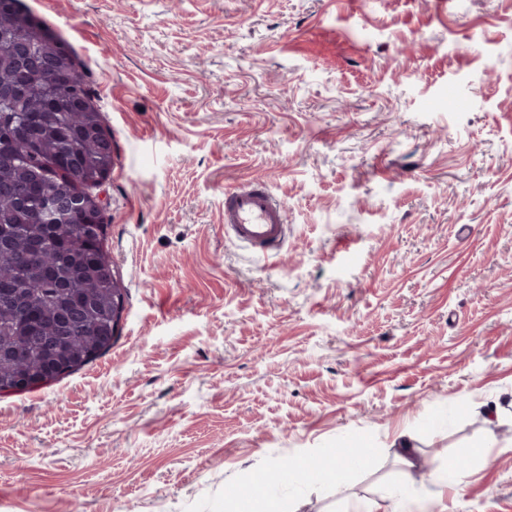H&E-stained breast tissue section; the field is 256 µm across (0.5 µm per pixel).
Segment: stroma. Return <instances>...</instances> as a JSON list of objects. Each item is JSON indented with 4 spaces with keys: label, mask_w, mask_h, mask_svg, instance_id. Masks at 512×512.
Returning <instances> with one entry per match:
<instances>
[{
    "label": "stroma",
    "mask_w": 512,
    "mask_h": 512,
    "mask_svg": "<svg viewBox=\"0 0 512 512\" xmlns=\"http://www.w3.org/2000/svg\"><path fill=\"white\" fill-rule=\"evenodd\" d=\"M22 2L112 137L124 298L105 353L0 394V512H219L274 469L283 512H351L403 433L412 512H512V0ZM251 181L272 258L224 232ZM285 221L284 206L265 185H248L224 193V229L236 241L276 255L285 243Z\"/></svg>",
    "instance_id": "1"
}]
</instances>
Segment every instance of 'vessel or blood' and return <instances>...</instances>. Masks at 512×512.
Wrapping results in <instances>:
<instances>
[{
  "instance_id": "1",
  "label": "vessel or blood",
  "mask_w": 512,
  "mask_h": 512,
  "mask_svg": "<svg viewBox=\"0 0 512 512\" xmlns=\"http://www.w3.org/2000/svg\"><path fill=\"white\" fill-rule=\"evenodd\" d=\"M285 209L265 185L240 187L224 194V229L236 241L247 243L268 255L282 249Z\"/></svg>"
}]
</instances>
